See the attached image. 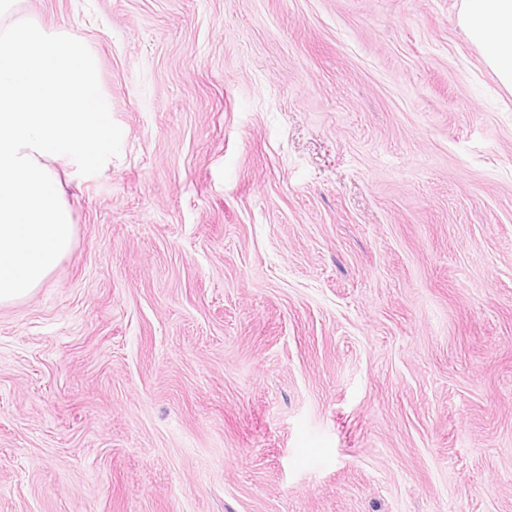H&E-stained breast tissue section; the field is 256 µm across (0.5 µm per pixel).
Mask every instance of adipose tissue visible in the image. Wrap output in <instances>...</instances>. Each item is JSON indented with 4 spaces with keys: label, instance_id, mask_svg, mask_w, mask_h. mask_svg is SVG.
Returning a JSON list of instances; mask_svg holds the SVG:
<instances>
[{
    "label": "adipose tissue",
    "instance_id": "obj_1",
    "mask_svg": "<svg viewBox=\"0 0 512 512\" xmlns=\"http://www.w3.org/2000/svg\"><path fill=\"white\" fill-rule=\"evenodd\" d=\"M459 23L480 44L500 84L512 92V0H463Z\"/></svg>",
    "mask_w": 512,
    "mask_h": 512
}]
</instances>
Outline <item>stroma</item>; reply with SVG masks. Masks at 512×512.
I'll return each instance as SVG.
<instances>
[{
  "instance_id": "stroma-1",
  "label": "stroma",
  "mask_w": 512,
  "mask_h": 512,
  "mask_svg": "<svg viewBox=\"0 0 512 512\" xmlns=\"http://www.w3.org/2000/svg\"><path fill=\"white\" fill-rule=\"evenodd\" d=\"M462 0H20L122 130L0 307V512H512V93Z\"/></svg>"
}]
</instances>
